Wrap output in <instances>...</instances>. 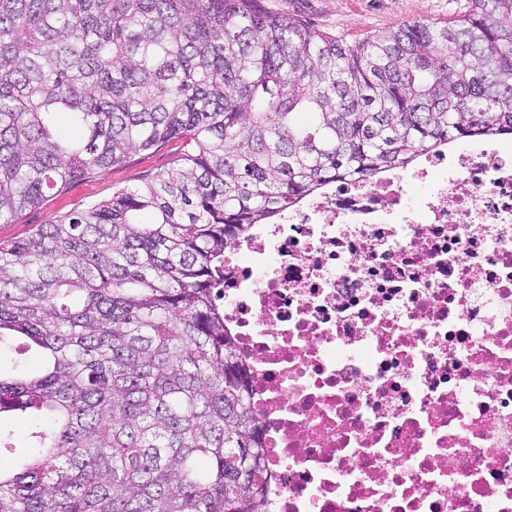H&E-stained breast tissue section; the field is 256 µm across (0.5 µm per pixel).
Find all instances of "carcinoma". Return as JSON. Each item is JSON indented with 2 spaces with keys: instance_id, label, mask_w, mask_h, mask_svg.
I'll return each instance as SVG.
<instances>
[{
  "instance_id": "carcinoma-1",
  "label": "carcinoma",
  "mask_w": 512,
  "mask_h": 512,
  "mask_svg": "<svg viewBox=\"0 0 512 512\" xmlns=\"http://www.w3.org/2000/svg\"><path fill=\"white\" fill-rule=\"evenodd\" d=\"M65 116L70 134L59 132ZM512 135V0L349 44L258 0H0V222L178 139L172 166L0 246V512H261L214 288L253 224L338 178ZM24 341L25 339L21 336H18L15 338V340L12 342V348H15L17 350H21L22 354H16L14 350L9 352V358L7 361L2 359V369H4L5 373L11 372L10 369L13 365V362L16 363L19 370L33 373L39 370L41 366V356L38 350L35 348H32L30 350H27L24 348ZM10 359H12V363L10 362Z\"/></svg>"
}]
</instances>
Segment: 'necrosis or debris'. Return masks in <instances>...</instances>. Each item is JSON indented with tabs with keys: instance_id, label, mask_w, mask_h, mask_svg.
Segmentation results:
<instances>
[{
	"instance_id": "necrosis-or-debris-1",
	"label": "necrosis or debris",
	"mask_w": 512,
	"mask_h": 512,
	"mask_svg": "<svg viewBox=\"0 0 512 512\" xmlns=\"http://www.w3.org/2000/svg\"><path fill=\"white\" fill-rule=\"evenodd\" d=\"M219 295L264 512H512V139L326 184Z\"/></svg>"
}]
</instances>
